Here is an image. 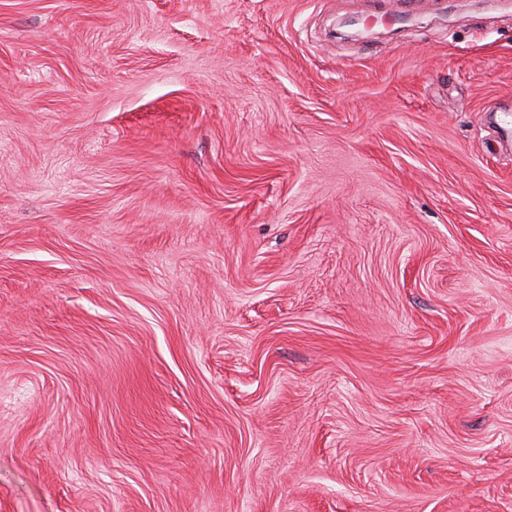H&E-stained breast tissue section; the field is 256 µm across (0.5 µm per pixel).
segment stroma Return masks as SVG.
Returning a JSON list of instances; mask_svg holds the SVG:
<instances>
[{
    "label": "stroma",
    "instance_id": "35a3bbf8",
    "mask_svg": "<svg viewBox=\"0 0 512 512\" xmlns=\"http://www.w3.org/2000/svg\"><path fill=\"white\" fill-rule=\"evenodd\" d=\"M508 115L501 0H0V512H512Z\"/></svg>",
    "mask_w": 512,
    "mask_h": 512
}]
</instances>
